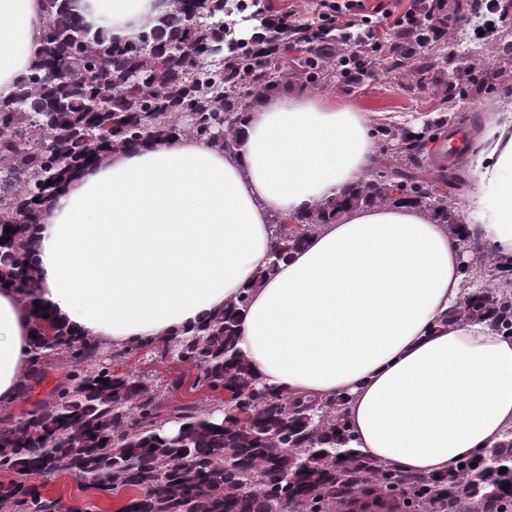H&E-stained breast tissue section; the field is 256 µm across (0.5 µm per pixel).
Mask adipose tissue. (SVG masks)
<instances>
[{
    "label": "adipose tissue",
    "mask_w": 512,
    "mask_h": 512,
    "mask_svg": "<svg viewBox=\"0 0 512 512\" xmlns=\"http://www.w3.org/2000/svg\"><path fill=\"white\" fill-rule=\"evenodd\" d=\"M89 32L127 43L167 0H72ZM47 0H0V101L43 48ZM232 158L189 138L149 139L70 179L29 228L38 305L79 339L160 342L252 288L237 346L266 383L346 401L354 451L440 476L512 427V337L441 326L461 297L456 239L418 208L361 207L254 281L272 216L348 195L377 153L365 113L286 91L256 100ZM467 235L512 279V112L472 156ZM35 305V306H38ZM0 287V406L17 403L39 322Z\"/></svg>",
    "instance_id": "adipose-tissue-1"
}]
</instances>
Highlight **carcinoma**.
I'll list each match as a JSON object with an SVG mask.
<instances>
[{"label": "carcinoma", "mask_w": 512, "mask_h": 512, "mask_svg": "<svg viewBox=\"0 0 512 512\" xmlns=\"http://www.w3.org/2000/svg\"><path fill=\"white\" fill-rule=\"evenodd\" d=\"M67 2L50 0L42 51L17 96L0 101V284L19 288L31 303L38 285L27 262L34 243L26 226L63 178L150 136L205 140L234 156L248 100L293 80L309 89L338 75L334 51L288 58V25L274 23L279 9L271 3L169 0V10L137 40L114 44L84 30ZM235 17L251 19L261 34L242 40ZM376 133L398 146L395 163L374 168L346 198L292 221L275 219L277 255L259 279L274 275L350 207L408 204L447 225L468 255L469 292L441 323L486 321L512 336V295L468 278L474 269L496 266V259L463 231L454 196L461 178L416 174L424 135L393 126ZM249 303L245 288L189 335L161 343L163 356L196 368V387L251 398L245 419L196 402L170 404L149 373L118 372L153 344L114 345L106 355L102 345L72 338L37 309L43 326L20 395L43 381L54 358L65 360L68 372L25 418L0 427V473L65 472L89 485L140 491L123 512H275L280 500L288 512H340L363 485L407 512H512V428L494 446L498 465L468 457L464 467L439 478L348 451L344 400L305 401L253 374L237 348ZM170 419L179 421L176 436L164 432ZM58 503L0 484V512H56Z\"/></svg>", "instance_id": "1"}]
</instances>
